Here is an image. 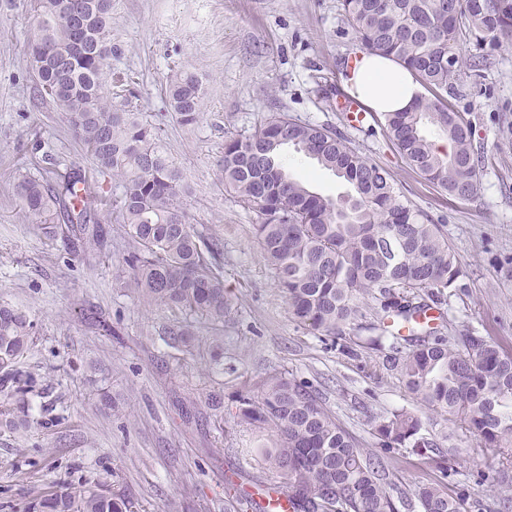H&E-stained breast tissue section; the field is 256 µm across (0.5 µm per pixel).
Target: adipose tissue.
Here are the masks:
<instances>
[{"mask_svg": "<svg viewBox=\"0 0 512 512\" xmlns=\"http://www.w3.org/2000/svg\"><path fill=\"white\" fill-rule=\"evenodd\" d=\"M347 76L361 104L384 114L406 111L421 92L413 75L391 57L359 54Z\"/></svg>", "mask_w": 512, "mask_h": 512, "instance_id": "ef3b65f1", "label": "adipose tissue"}]
</instances>
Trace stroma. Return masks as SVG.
<instances>
[{
  "label": "stroma",
  "instance_id": "1",
  "mask_svg": "<svg viewBox=\"0 0 512 512\" xmlns=\"http://www.w3.org/2000/svg\"><path fill=\"white\" fill-rule=\"evenodd\" d=\"M35 33L30 0H0V303L21 308L36 334L26 361L48 384L32 397L28 428L0 430V512H21L33 496L78 479L115 483L138 512H240L239 493L257 494L278 477L252 458L254 431L236 425L235 398L268 374L307 383L362 448L377 452L376 425L418 415L455 474L403 448L385 455L396 496L412 503L422 483L467 488L479 512H512L502 487L512 469L477 481L474 441L404 390L384 353L360 347L380 324L372 296L331 346L296 322L254 237L257 213L227 194L218 162L227 137L247 133L273 112L342 133L388 170L404 201L440 225L464 272L436 320L449 342L479 336L512 354V43L468 77L451 105L473 126L486 157L481 191L448 196L410 169L383 117L350 122L337 104L345 73L361 51L341 0H113L114 53L106 88L130 77L132 107L159 129L188 185L184 205L202 237L224 242L221 269L232 310L224 321L223 364L175 346L162 307H145L117 277L129 250L112 201L117 183L97 172L62 115L38 97L26 45ZM192 67L207 95L196 125L175 118L166 88ZM285 170L332 197L347 184L304 154L285 149ZM79 169L100 190L107 251L74 257L63 238L46 237L14 192L21 176L55 183ZM107 320L112 334L98 329ZM222 407L208 408V395ZM411 512H420L414 507Z\"/></svg>",
  "mask_w": 512,
  "mask_h": 512
}]
</instances>
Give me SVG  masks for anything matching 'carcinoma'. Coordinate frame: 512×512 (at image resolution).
Instances as JSON below:
<instances>
[{
	"label": "carcinoma",
	"instance_id": "carcinoma-1",
	"mask_svg": "<svg viewBox=\"0 0 512 512\" xmlns=\"http://www.w3.org/2000/svg\"><path fill=\"white\" fill-rule=\"evenodd\" d=\"M83 6L85 26L68 20ZM37 49L43 65L37 91L68 123L94 163L112 176L121 193L112 201L131 248L121 274L134 282L140 300L163 305L214 326L224 325L229 299L220 260L221 239L194 229L183 203L184 177L162 144L157 127L142 114L112 104L104 70L112 59V0H31ZM364 50L393 57L428 92L405 112L385 114L386 127L406 164L451 197L470 199L481 190L485 157L475 152L472 126L448 106L459 94L464 63L458 54L475 35L495 51L512 41V0H342ZM99 47L82 60L71 47ZM179 123L196 124L206 91L187 69L168 87ZM431 124L452 144L440 152L425 134ZM292 148L344 180L349 191L324 196L283 167ZM224 188L254 210L255 238L272 267L294 319L331 343L360 315L358 299L378 301L383 316L409 333L385 327L364 339L374 349L392 340L391 368L417 403L443 412L476 441L484 471L512 463V356L478 336L454 346L439 330L416 318L439 307L463 276L455 251L437 224L405 203L388 171L372 163L333 130L273 112L247 134L224 141L218 164ZM16 194L28 218L44 233H61L83 252L108 247L97 212L99 195L81 174L70 172L56 187L25 175ZM422 303L414 305L411 299ZM34 323L21 309L0 304V427L22 424L38 379L22 367L33 343ZM190 352L198 339L188 322L169 329ZM237 423L269 436L258 452L278 474L293 512H400L408 507L392 493L382 458L356 440L304 382L272 374L238 397ZM386 453L412 448L438 450L422 421L398 412L376 426ZM422 512H469L464 494L424 484L415 490ZM23 512H135L134 502L100 481L70 482L38 495Z\"/></svg>",
	"mask_w": 512,
	"mask_h": 512
}]
</instances>
